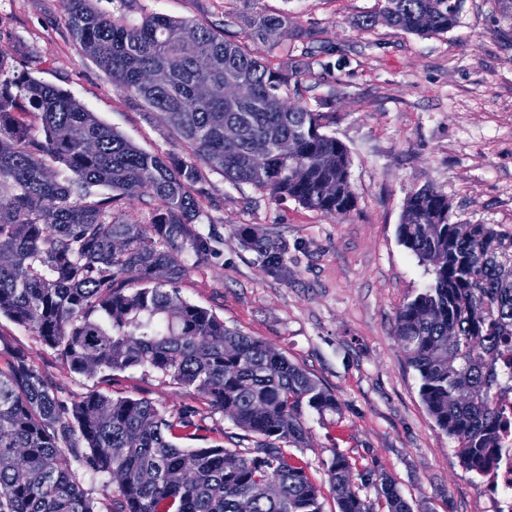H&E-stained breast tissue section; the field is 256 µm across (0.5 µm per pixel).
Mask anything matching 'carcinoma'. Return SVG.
I'll use <instances>...</instances> for the list:
<instances>
[{
    "instance_id": "1",
    "label": "carcinoma",
    "mask_w": 512,
    "mask_h": 512,
    "mask_svg": "<svg viewBox=\"0 0 512 512\" xmlns=\"http://www.w3.org/2000/svg\"><path fill=\"white\" fill-rule=\"evenodd\" d=\"M356 27L383 21L415 33H444L462 0H382ZM68 25L82 54L116 89L162 116L189 149L176 160L144 152L68 91L29 74L4 76L0 51V314L31 329L76 373L110 378L141 369L224 412L252 439L246 452L196 440L194 413L163 415L149 399L92 391L66 401L21 362L0 370V512H98L84 480L117 483L108 512H323L308 462L305 410L320 417L341 403L307 372L262 341L224 325L184 299L185 253L200 264L215 235L205 216L206 169L249 184L273 201L342 217L356 206L350 155L323 132L325 113L303 98L306 70L255 56L248 42L273 41L288 14L252 12L243 36L188 19L142 13L136 21L69 0ZM180 68L161 86L148 69ZM239 89L228 101L214 93ZM230 128L239 131L225 140ZM291 141L283 155L279 144ZM266 155L257 168L252 158ZM150 190L148 217L125 205ZM264 271L288 279L287 248L238 229ZM399 236L433 282L396 314L394 336L419 378L422 402L454 440L462 466L490 483L497 461L499 393L512 390V234L498 224L452 221L433 187L406 199ZM336 512H379L354 489L353 466L326 463ZM386 512H414L383 472Z\"/></svg>"
}]
</instances>
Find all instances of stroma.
Masks as SVG:
<instances>
[{
    "label": "stroma",
    "instance_id": "1",
    "mask_svg": "<svg viewBox=\"0 0 512 512\" xmlns=\"http://www.w3.org/2000/svg\"><path fill=\"white\" fill-rule=\"evenodd\" d=\"M149 13L193 19L228 31L224 0H137ZM270 13L315 32L312 46L283 34L280 47L254 40L252 52L288 64L312 49L307 101L326 114V133L349 150L354 210L333 217L273 201L251 185L205 171L217 250L180 283L189 302L226 326L259 339L305 370L341 402L336 414L309 411L308 447L298 456L334 512L326 464L352 461L361 497L375 499L362 475L388 474L427 512H493L491 491L459 463L419 395L394 335L399 308L432 280L429 266L401 242L406 197L430 185L446 194L461 224L512 225V41L496 0H463L455 27L421 35L378 24L356 29L378 0H259ZM69 0H0V50L12 74L69 91L100 120L149 153L184 156L160 116H148L83 57L68 29ZM288 248V280L264 273L239 228ZM21 359L70 400L99 390L143 396L168 416L198 411L203 446L246 449L223 413L157 373L128 371L113 381L78 374L28 328L0 316V368Z\"/></svg>",
    "mask_w": 512,
    "mask_h": 512
}]
</instances>
